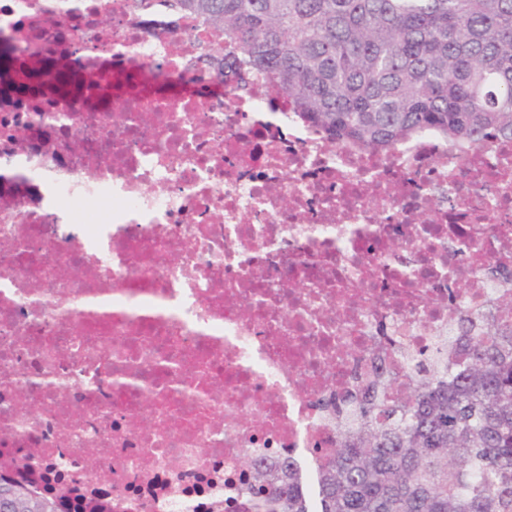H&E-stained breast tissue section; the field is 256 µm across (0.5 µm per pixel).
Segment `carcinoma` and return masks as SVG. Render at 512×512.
I'll return each mask as SVG.
<instances>
[{
	"instance_id": "carcinoma-1",
	"label": "carcinoma",
	"mask_w": 512,
	"mask_h": 512,
	"mask_svg": "<svg viewBox=\"0 0 512 512\" xmlns=\"http://www.w3.org/2000/svg\"><path fill=\"white\" fill-rule=\"evenodd\" d=\"M199 19L204 58L237 87L265 75L331 142L386 151L435 129L512 138V0H132ZM464 361L346 409L317 465L316 512H512V321L467 335ZM245 512H311L290 457L249 461ZM0 476V512H16Z\"/></svg>"
}]
</instances>
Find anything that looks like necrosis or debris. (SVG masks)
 Returning a JSON list of instances; mask_svg holds the SVG:
<instances>
[{"mask_svg": "<svg viewBox=\"0 0 512 512\" xmlns=\"http://www.w3.org/2000/svg\"><path fill=\"white\" fill-rule=\"evenodd\" d=\"M210 38L131 0H0V48L99 83L0 92V474L69 510L239 505L246 460L319 462L375 361L460 360L458 312L512 290V142L329 144L208 68ZM155 68L167 96L106 91Z\"/></svg>", "mask_w": 512, "mask_h": 512, "instance_id": "1", "label": "necrosis or debris"}]
</instances>
